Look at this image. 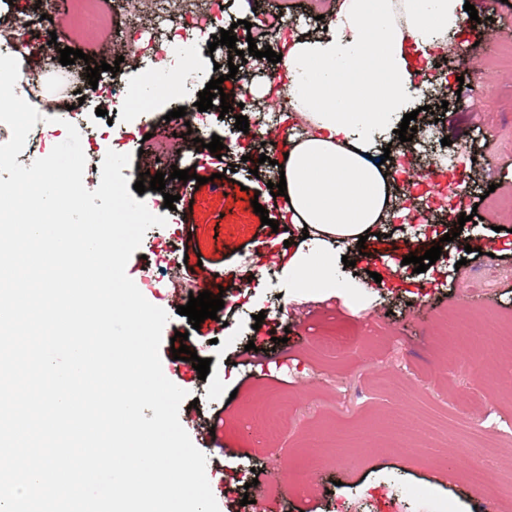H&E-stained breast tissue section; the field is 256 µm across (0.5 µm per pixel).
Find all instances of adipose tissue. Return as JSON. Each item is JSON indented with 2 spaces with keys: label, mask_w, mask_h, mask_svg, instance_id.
<instances>
[{
  "label": "adipose tissue",
  "mask_w": 512,
  "mask_h": 512,
  "mask_svg": "<svg viewBox=\"0 0 512 512\" xmlns=\"http://www.w3.org/2000/svg\"><path fill=\"white\" fill-rule=\"evenodd\" d=\"M458 3L411 0L400 18L393 0H342L326 31L285 45L276 77L309 125L282 161L286 211L312 241L288 262L292 287H335L334 243L389 218L393 179L371 158L372 136L408 111L421 73L411 53L447 43Z\"/></svg>",
  "instance_id": "ef3b65f1"
}]
</instances>
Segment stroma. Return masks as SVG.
<instances>
[{"instance_id": "obj_1", "label": "stroma", "mask_w": 512, "mask_h": 512, "mask_svg": "<svg viewBox=\"0 0 512 512\" xmlns=\"http://www.w3.org/2000/svg\"><path fill=\"white\" fill-rule=\"evenodd\" d=\"M453 39L476 55L467 65L448 59L443 68L454 117L441 134L451 143L426 141L411 171L412 180L425 185L431 169L448 176L453 166L465 167L472 182L457 210L474 219L453 241L443 239L453 225L442 214L432 224L377 225L376 237L363 247L337 246L350 260L336 270L341 286L314 294L288 281L289 248L299 245L300 231H273L258 213L235 211L232 200L203 186L171 211L164 210L161 192L151 194L152 213L167 215L168 222L145 233L126 272L170 315L160 349L163 372L198 402L181 407L179 420L207 457L220 512H495L489 493L512 490V360L484 357L494 328L512 322V0L479 7L474 19L459 11ZM58 45L116 62L109 44L83 46L63 36ZM119 65L122 80L138 87L156 59L131 50ZM463 82L473 91L465 99L457 96ZM106 105L93 95L75 108L87 159L84 184L95 182V147L111 135L115 149L131 156L124 175L156 171L139 153L148 129L123 112L97 115ZM234 124L230 112L214 124L221 154L192 149L177 167L206 178L222 174L224 182L246 187L269 218L280 219L282 207L267 187L278 169L255 168L265 148ZM122 129L128 133L123 140L117 137ZM386 234L417 256L438 243L443 250L422 273L394 256L391 274L378 282L373 274L381 266L367 252L382 249ZM165 248L224 274V324L195 340L198 355L213 361L203 379L193 371L176 374L171 338L192 326L177 312L189 295L179 291L161 254ZM247 267L255 270L248 282L238 275ZM259 313L265 319L257 330ZM470 315L484 329L469 337L466 362H452L436 344V322L455 324ZM272 326L287 330V343L270 342ZM328 335L341 344L340 353L320 350ZM250 342L257 354L241 362L236 353ZM257 399L276 407L279 438L266 440L250 428L247 410ZM473 401L486 402V410H470ZM487 441L497 454L485 484L474 487L460 472ZM274 470L281 479L272 487L267 479Z\"/></svg>"}]
</instances>
